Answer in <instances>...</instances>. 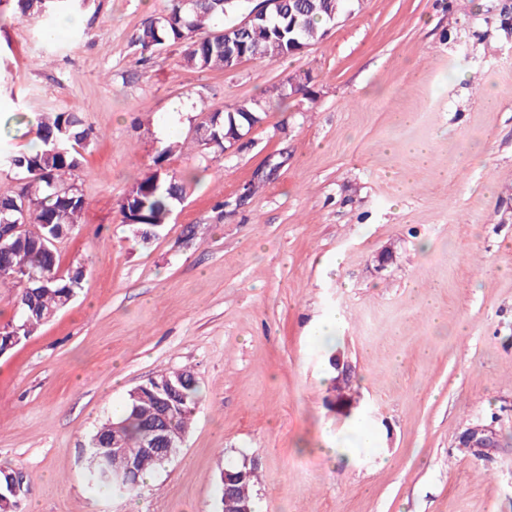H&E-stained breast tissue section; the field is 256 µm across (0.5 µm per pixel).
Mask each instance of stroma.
<instances>
[{"mask_svg": "<svg viewBox=\"0 0 512 512\" xmlns=\"http://www.w3.org/2000/svg\"><path fill=\"white\" fill-rule=\"evenodd\" d=\"M165 5L87 0L51 47L56 17L0 0V148L28 150L16 119L46 112L97 134L56 245L82 287L0 356V466L34 476L20 512H222L246 456L256 512H512V0H352L300 53L204 72L137 46ZM244 100L263 119L240 145H199ZM157 169L193 182L144 241L119 204ZM333 351L356 368L348 417L326 405ZM181 368L200 403L179 452L132 493L89 485L92 436ZM360 425L378 442L353 463L317 454ZM476 425L496 447H465Z\"/></svg>", "mask_w": 512, "mask_h": 512, "instance_id": "1", "label": "stroma"}]
</instances>
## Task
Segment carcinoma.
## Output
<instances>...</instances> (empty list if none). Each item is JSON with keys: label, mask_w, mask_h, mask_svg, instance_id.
Returning a JSON list of instances; mask_svg holds the SVG:
<instances>
[{"label": "carcinoma", "mask_w": 512, "mask_h": 512, "mask_svg": "<svg viewBox=\"0 0 512 512\" xmlns=\"http://www.w3.org/2000/svg\"><path fill=\"white\" fill-rule=\"evenodd\" d=\"M19 18L38 19L46 12H64L78 8L79 0H14ZM344 0H286L284 16L242 33L238 37L239 49L245 58L271 62L282 57L280 47L291 39L309 46L320 40L325 25L331 23V13ZM246 7V0H196L185 5L183 0H169L159 16L147 18L135 42L141 51L149 52L165 44L183 47L186 67L198 71L222 70L232 66L224 52V29L229 27L226 17ZM250 112L256 121H262L256 104L244 100L232 108L215 113L211 121L221 141L216 148L224 150V131L231 121L240 126L249 122ZM36 137L39 147L26 152L0 151V168L21 169L28 182L18 194L0 193V220L30 224L41 230H31L0 240V285L19 290L18 315L12 323L23 327L19 335L31 336L39 325L65 307L81 288L84 265L62 275L58 271L55 242L70 228L81 223L86 201L77 181L81 165L80 150L95 139L93 129L76 112H60L36 117ZM188 180L176 178L157 170L135 185L129 198L121 201L125 223L134 226L135 235L148 240L168 223L176 205L187 195ZM34 271L45 282H31L22 286L19 276L23 271ZM184 379L181 394L172 401L168 422L172 433L185 435L198 403V387L194 373L188 369L164 371L156 379H148L139 386L140 392L128 396L123 413L102 425L90 441L87 458L89 482L129 493L144 476L162 464V461L141 456V450L155 437L154 409L156 384L168 378ZM119 437L127 453L138 459L137 471L120 483L105 475L101 456L112 447V438ZM10 467H0V512H18L19 503L9 491Z\"/></svg>", "instance_id": "carcinoma-1"}]
</instances>
